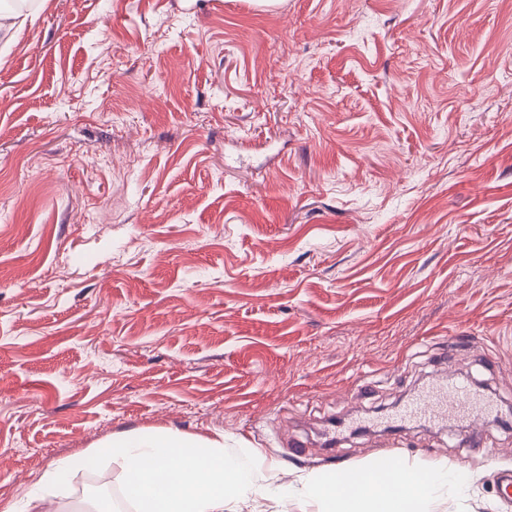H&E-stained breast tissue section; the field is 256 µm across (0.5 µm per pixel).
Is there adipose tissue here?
Wrapping results in <instances>:
<instances>
[{
  "label": "adipose tissue",
  "instance_id": "1",
  "mask_svg": "<svg viewBox=\"0 0 512 512\" xmlns=\"http://www.w3.org/2000/svg\"><path fill=\"white\" fill-rule=\"evenodd\" d=\"M468 474L439 469L422 471L400 465L375 466L351 476L308 475L305 496L323 505V512H429L433 489L443 483L465 487Z\"/></svg>",
  "mask_w": 512,
  "mask_h": 512
}]
</instances>
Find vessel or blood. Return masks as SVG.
<instances>
[{
	"instance_id": "vessel-or-blood-1",
	"label": "vessel or blood",
	"mask_w": 512,
	"mask_h": 512,
	"mask_svg": "<svg viewBox=\"0 0 512 512\" xmlns=\"http://www.w3.org/2000/svg\"><path fill=\"white\" fill-rule=\"evenodd\" d=\"M400 415L404 418L452 415L471 427L481 425L488 428L496 421L491 406L482 396L453 379L447 386L420 394L401 409Z\"/></svg>"
}]
</instances>
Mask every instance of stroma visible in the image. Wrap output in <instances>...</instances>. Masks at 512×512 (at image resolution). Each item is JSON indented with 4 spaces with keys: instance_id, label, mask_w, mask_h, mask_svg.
<instances>
[{
    "instance_id": "35a3bbf8",
    "label": "stroma",
    "mask_w": 512,
    "mask_h": 512,
    "mask_svg": "<svg viewBox=\"0 0 512 512\" xmlns=\"http://www.w3.org/2000/svg\"><path fill=\"white\" fill-rule=\"evenodd\" d=\"M0 33V502L77 512L62 457L136 429L309 472H469L512 427L394 421L448 379L512 401V0H26ZM335 446L323 447L325 435ZM72 468L71 458L57 460L53 467L44 472L26 492L28 504L41 503L47 496L57 495L66 484V476Z\"/></svg>"
}]
</instances>
